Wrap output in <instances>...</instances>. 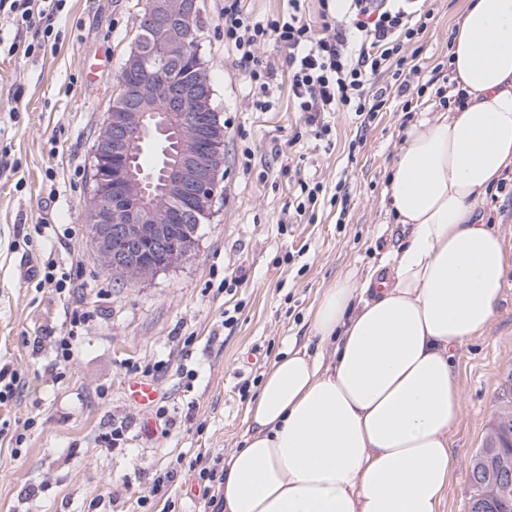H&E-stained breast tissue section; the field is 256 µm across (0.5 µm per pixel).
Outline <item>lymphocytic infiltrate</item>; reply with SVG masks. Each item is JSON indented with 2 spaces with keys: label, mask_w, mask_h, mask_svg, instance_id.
<instances>
[{
  "label": "lymphocytic infiltrate",
  "mask_w": 512,
  "mask_h": 512,
  "mask_svg": "<svg viewBox=\"0 0 512 512\" xmlns=\"http://www.w3.org/2000/svg\"><path fill=\"white\" fill-rule=\"evenodd\" d=\"M67 0H0V16L9 17L15 29L39 27L41 40L29 44V54L40 51L54 35L52 22L62 14ZM331 0H318L320 27L304 17L301 0H288V9L259 19L243 11L241 0H224V44L247 73L251 107L272 109L279 84L274 63L257 56L261 45L272 41L287 50L289 96L304 123L316 137L329 131L324 115L351 112L373 117L385 103L384 90L372 82L384 72L394 78L416 72L414 55L406 45L418 42L423 24H415L402 0H345L343 15L333 14Z\"/></svg>",
  "instance_id": "obj_1"
}]
</instances>
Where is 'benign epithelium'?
I'll return each mask as SVG.
<instances>
[{
	"label": "benign epithelium",
	"instance_id": "obj_1",
	"mask_svg": "<svg viewBox=\"0 0 512 512\" xmlns=\"http://www.w3.org/2000/svg\"><path fill=\"white\" fill-rule=\"evenodd\" d=\"M198 10V0H150L139 19L140 35L163 27L160 54L171 61L189 60L192 67H183L181 79L167 87L168 110L156 112L158 87L149 76L148 56L134 51L120 77L121 95L107 113L95 148L87 223L106 263L139 279L150 277L156 268L128 265L112 252V240L143 237L164 248L165 225L199 224L211 216L224 150L219 118L211 106L212 85L202 72L199 46L188 40ZM153 135H170L178 142L156 193L138 169Z\"/></svg>",
	"mask_w": 512,
	"mask_h": 512
}]
</instances>
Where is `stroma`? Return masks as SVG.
<instances>
[{
	"label": "stroma",
	"mask_w": 512,
	"mask_h": 512,
	"mask_svg": "<svg viewBox=\"0 0 512 512\" xmlns=\"http://www.w3.org/2000/svg\"><path fill=\"white\" fill-rule=\"evenodd\" d=\"M465 4L425 0L430 17L410 91L399 95L391 73L382 74L375 84L388 89L385 108L367 123L331 113L332 131L319 140L287 97L272 111H251L248 80L224 45V0H204L201 49L226 126L224 164L212 218L189 257L144 280L113 276L88 242L85 205L97 137L145 0H68L56 48L26 55L36 40L27 29L0 52V368L20 384L0 402V512H211L187 459L241 447L264 371L289 342L307 341L323 288L403 241L383 196L402 107L446 110L448 52ZM304 181L323 191L300 217ZM482 212L512 258V176ZM49 258L73 287L69 305L39 270L18 274L25 262ZM234 272L245 281L230 290ZM70 306L90 318L64 365L52 338L68 325ZM233 307L239 313L228 327L224 312ZM453 364L462 410L443 512H466L468 463L512 373V265L489 328L462 344ZM146 369L164 418L148 419L129 398L127 381ZM115 427L124 433L120 448L101 438ZM162 476L165 493H152Z\"/></svg>",
	"instance_id": "1"
}]
</instances>
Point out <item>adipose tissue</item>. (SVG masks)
I'll use <instances>...</instances> for the list:
<instances>
[{
  "mask_svg": "<svg viewBox=\"0 0 512 512\" xmlns=\"http://www.w3.org/2000/svg\"><path fill=\"white\" fill-rule=\"evenodd\" d=\"M448 66L464 105L411 119L385 187L403 244L324 288L315 346L267 367L221 512H440L453 352L487 331L511 259L477 211L512 173V0H468Z\"/></svg>",
  "mask_w": 512,
  "mask_h": 512,
  "instance_id": "obj_1",
  "label": "adipose tissue"
}]
</instances>
